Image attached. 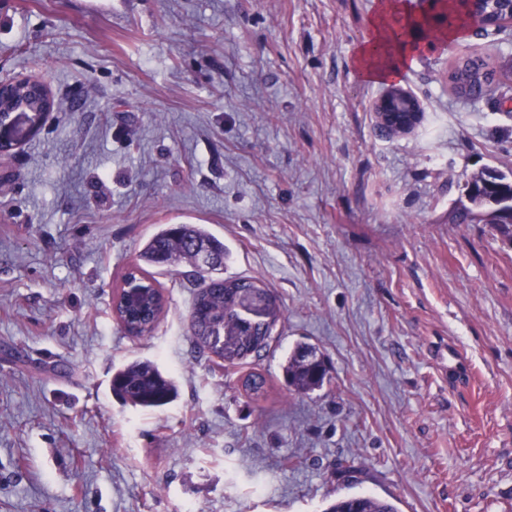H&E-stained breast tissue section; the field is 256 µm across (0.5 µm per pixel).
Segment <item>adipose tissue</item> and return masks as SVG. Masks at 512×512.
Returning <instances> with one entry per match:
<instances>
[{
    "instance_id": "ef3b65f1",
    "label": "adipose tissue",
    "mask_w": 512,
    "mask_h": 512,
    "mask_svg": "<svg viewBox=\"0 0 512 512\" xmlns=\"http://www.w3.org/2000/svg\"><path fill=\"white\" fill-rule=\"evenodd\" d=\"M403 0H381L371 23V34L358 49L362 74L376 81H395L411 58L398 31L392 30L393 14L404 11Z\"/></svg>"
}]
</instances>
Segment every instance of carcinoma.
Masks as SVG:
<instances>
[{"mask_svg":"<svg viewBox=\"0 0 512 512\" xmlns=\"http://www.w3.org/2000/svg\"><path fill=\"white\" fill-rule=\"evenodd\" d=\"M512 13V0H477L458 15V30H465L480 21L490 24L497 18ZM448 85L454 96L461 100H480L494 93L512 99V88L496 78L487 61L472 54L457 57L448 72ZM10 93L0 96V111L6 112L18 105L38 113L42 123L53 111L55 99L39 89L33 78L9 82ZM465 197L470 206H462L455 215L459 223L475 220L476 208H488L497 213L499 223L509 219L506 211L512 206V179L495 170L486 169L465 184ZM207 245L217 255H224V242L195 224L171 225L152 236L141 257L148 263L172 268L186 261L196 265L194 243ZM148 276L140 266L134 265L123 275L128 289L115 298L113 309L132 332L150 334L165 306L163 289L141 283ZM265 284L250 277L221 278L199 276L195 285L191 309L195 319L189 324L194 346L209 360L220 361L226 369L239 368L251 357L270 347L274 327L284 320L285 308L279 298L273 305H258L251 290L261 291ZM315 347L300 343L288 354L285 377L297 394L308 395L323 386L328 375L325 362L312 363L308 355ZM243 391L252 399L266 396L267 380L258 372H249L240 378ZM112 392L126 402L144 410L171 403L177 396L173 380L151 361L128 364L112 377ZM324 512H397L391 502L367 494H355L331 502Z\"/></svg>","mask_w":512,"mask_h":512,"instance_id":"carcinoma-1","label":"carcinoma"}]
</instances>
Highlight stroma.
I'll use <instances>...</instances> for the list:
<instances>
[{
    "label": "stroma",
    "instance_id": "obj_1",
    "mask_svg": "<svg viewBox=\"0 0 512 512\" xmlns=\"http://www.w3.org/2000/svg\"><path fill=\"white\" fill-rule=\"evenodd\" d=\"M380 0H0V79L56 101L0 157V512H512V238L455 224L467 182L512 173V113L448 89L456 56L512 75V25L415 29L399 83L413 133L380 134L358 47ZM165 224H201L220 273L280 294L255 401L187 329L197 274L150 273L167 305L133 337L112 296ZM315 345L330 380L290 393ZM469 376L449 379L445 349ZM178 388L145 411L113 372ZM316 348L307 343H300L288 354L285 366V377L290 387L297 394L308 395L319 390L328 375V369L321 358L313 364L308 355ZM111 388L116 396L144 410L165 406L177 396L173 380L151 361L118 369L113 374ZM324 512H397L391 502L367 494H355L331 502Z\"/></svg>",
    "mask_w": 512,
    "mask_h": 512
}]
</instances>
